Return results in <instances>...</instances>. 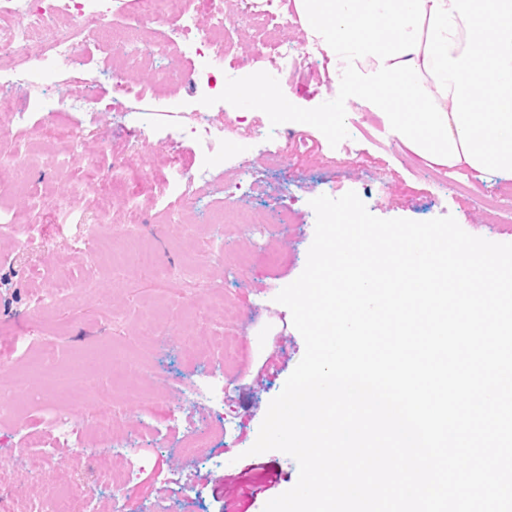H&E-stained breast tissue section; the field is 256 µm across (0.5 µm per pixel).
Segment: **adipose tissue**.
Segmentation results:
<instances>
[{
  "instance_id": "obj_1",
  "label": "adipose tissue",
  "mask_w": 512,
  "mask_h": 512,
  "mask_svg": "<svg viewBox=\"0 0 512 512\" xmlns=\"http://www.w3.org/2000/svg\"><path fill=\"white\" fill-rule=\"evenodd\" d=\"M338 95L477 179L512 178V0H294Z\"/></svg>"
}]
</instances>
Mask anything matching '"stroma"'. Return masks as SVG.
<instances>
[{"mask_svg": "<svg viewBox=\"0 0 512 512\" xmlns=\"http://www.w3.org/2000/svg\"><path fill=\"white\" fill-rule=\"evenodd\" d=\"M121 3L111 18L114 31L137 30L167 43L154 66L130 75L152 85L151 100L136 112L115 95L112 75L97 69L99 48L90 42L78 52L83 68L34 64L40 95L16 86L27 120L20 133L0 138V153L33 162L0 171V223L26 226L20 237L0 232V366L8 368L0 382L17 388L20 420L0 423V498L25 500L36 512H51L74 494L80 512H155L159 505L165 512H263L298 479L292 457L276 450L254 455L250 448L270 401L305 351L290 310L275 297L306 265L316 222L311 199L353 191L379 218L426 221L449 214L471 235L512 243V180L482 183L467 167L437 165L407 148L380 117L328 90L330 68L319 49L314 64L275 85L290 111L345 113L332 133L187 82L156 87L157 70H185L207 60L197 55L196 40L146 27L137 0ZM224 36L235 45L224 57V81L247 82L260 68L257 33L231 23ZM80 98L99 100L97 120L73 110ZM193 108L226 129L214 152L173 133ZM58 121L86 126L79 161L65 164L42 149ZM283 130L297 145L275 168L269 153ZM140 132L147 141L142 148L134 145ZM344 143L352 158L334 163ZM115 159L123 173L114 184L102 173ZM202 170L213 185H238L245 198L226 223L218 221L223 194L184 197L176 190L178 174ZM93 180L97 189L78 209H59L71 189ZM130 198L140 207L133 238L120 230ZM284 200L292 208L289 221L258 236V212ZM145 248L155 254V265L139 263ZM74 287L79 296L66 300ZM226 306L236 314L229 323ZM147 330L154 343H143ZM220 335L232 340L231 360L183 342ZM47 351L54 352L59 370L74 373L70 391L82 396L83 408L78 441L39 449L31 447V436L67 403L32 375ZM209 376L224 381L216 404L184 389ZM107 383L116 398L114 432L133 438L135 453L113 450L93 430L101 409L91 392ZM204 426L210 429L204 447L181 453L182 438ZM100 454L111 455L118 470L136 461L142 467L132 482L113 490L93 465ZM39 456L55 464L48 477L29 468Z\"/></svg>", "mask_w": 512, "mask_h": 512, "instance_id": "35a3bbf8", "label": "stroma"}]
</instances>
